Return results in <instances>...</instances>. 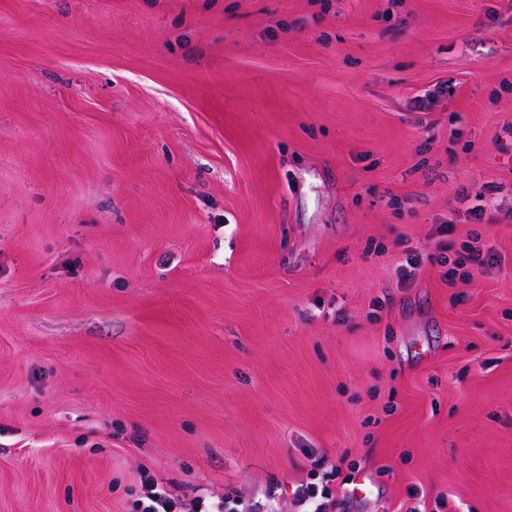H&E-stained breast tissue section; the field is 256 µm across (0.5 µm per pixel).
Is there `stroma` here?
<instances>
[{"mask_svg":"<svg viewBox=\"0 0 512 512\" xmlns=\"http://www.w3.org/2000/svg\"><path fill=\"white\" fill-rule=\"evenodd\" d=\"M316 455L512 512V0H0V512ZM459 248L460 250H456L455 244L451 241L442 242L437 251L427 257L431 263L441 266L451 265L448 268L447 276L448 282L452 284L456 281L457 276L462 280L472 279L485 264L481 250L470 242L462 243ZM449 253H453L456 257L451 259Z\"/></svg>","mask_w":512,"mask_h":512,"instance_id":"1","label":"stroma"}]
</instances>
